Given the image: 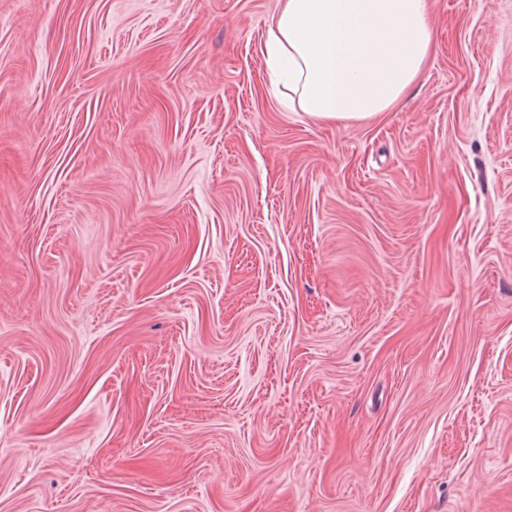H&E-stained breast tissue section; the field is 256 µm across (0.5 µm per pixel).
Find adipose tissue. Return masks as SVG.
Here are the masks:
<instances>
[{
	"instance_id": "adipose-tissue-1",
	"label": "adipose tissue",
	"mask_w": 512,
	"mask_h": 512,
	"mask_svg": "<svg viewBox=\"0 0 512 512\" xmlns=\"http://www.w3.org/2000/svg\"><path fill=\"white\" fill-rule=\"evenodd\" d=\"M432 45L427 0H283L266 52L289 110L351 121L398 101Z\"/></svg>"
}]
</instances>
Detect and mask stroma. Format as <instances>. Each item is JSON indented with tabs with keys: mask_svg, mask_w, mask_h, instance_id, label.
Wrapping results in <instances>:
<instances>
[{
	"mask_svg": "<svg viewBox=\"0 0 512 512\" xmlns=\"http://www.w3.org/2000/svg\"><path fill=\"white\" fill-rule=\"evenodd\" d=\"M366 121L281 0H0V512H512V0Z\"/></svg>",
	"mask_w": 512,
	"mask_h": 512,
	"instance_id": "obj_1",
	"label": "stroma"
}]
</instances>
